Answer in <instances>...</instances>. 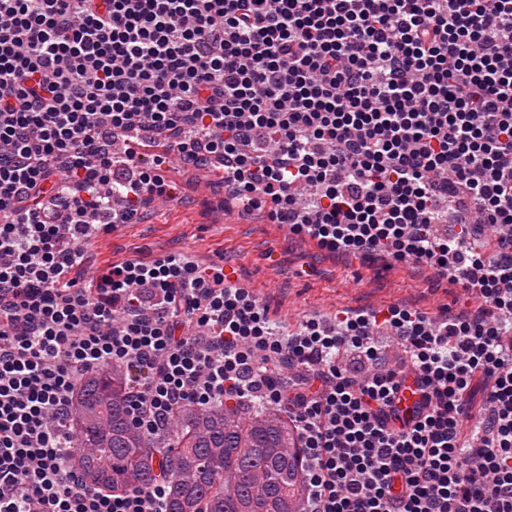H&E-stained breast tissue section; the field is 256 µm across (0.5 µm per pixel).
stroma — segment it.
<instances>
[{
    "label": "stroma",
    "instance_id": "stroma-1",
    "mask_svg": "<svg viewBox=\"0 0 512 512\" xmlns=\"http://www.w3.org/2000/svg\"><path fill=\"white\" fill-rule=\"evenodd\" d=\"M167 177L175 187L169 203L149 209L138 223L117 225L112 233L84 244L91 269L165 254L228 263L284 326L387 303L421 309L432 320L444 308L459 307L460 287L437 282L426 266L336 255L310 238L291 235L265 213L241 216L220 189L196 191L178 167H171Z\"/></svg>",
    "mask_w": 512,
    "mask_h": 512
}]
</instances>
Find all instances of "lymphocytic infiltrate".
I'll use <instances>...</instances> for the list:
<instances>
[{
	"label": "lymphocytic infiltrate",
	"instance_id": "1",
	"mask_svg": "<svg viewBox=\"0 0 512 512\" xmlns=\"http://www.w3.org/2000/svg\"><path fill=\"white\" fill-rule=\"evenodd\" d=\"M172 158L320 248L428 263L462 310L277 335L219 265L89 274L82 242L171 196ZM105 365L151 438L188 404L284 413L301 512H512V0H0V512H166L164 476L114 494L67 465Z\"/></svg>",
	"mask_w": 512,
	"mask_h": 512
}]
</instances>
